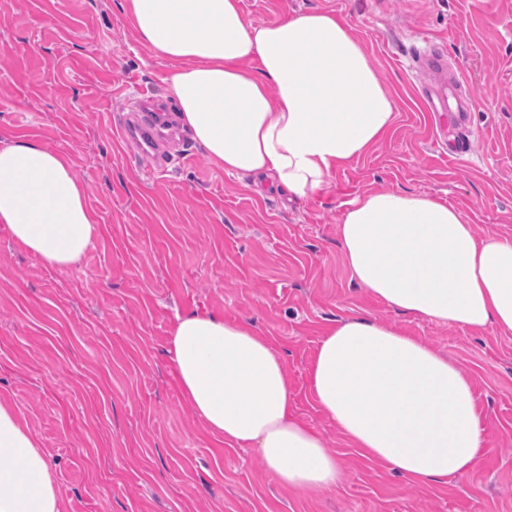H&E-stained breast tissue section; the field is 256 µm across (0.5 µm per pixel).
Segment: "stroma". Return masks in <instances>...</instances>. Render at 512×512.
Returning <instances> with one entry per match:
<instances>
[{"instance_id":"obj_1","label":"stroma","mask_w":512,"mask_h":512,"mask_svg":"<svg viewBox=\"0 0 512 512\" xmlns=\"http://www.w3.org/2000/svg\"><path fill=\"white\" fill-rule=\"evenodd\" d=\"M121 0H0V138L63 149L100 233L79 263L50 267L0 224V398L40 439L67 512H512V333H471L403 314L351 282L337 225L368 191L435 195L477 235L512 236V0H242L263 24L335 13L361 39L396 102L392 129L296 198L215 169L175 120L163 62L130 30ZM432 40L463 81L425 111L413 51ZM471 94L470 150L454 135ZM160 112L158 154L116 128ZM217 311L283 355L296 414L343 465L337 490L291 492L256 452L211 435L185 403L167 354L176 316ZM363 314L405 328L474 385L486 448L477 469L417 485L355 455L318 409L309 366L326 329Z\"/></svg>"}]
</instances>
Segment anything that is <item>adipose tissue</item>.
<instances>
[{"instance_id":"adipose-tissue-1","label":"adipose tissue","mask_w":512,"mask_h":512,"mask_svg":"<svg viewBox=\"0 0 512 512\" xmlns=\"http://www.w3.org/2000/svg\"><path fill=\"white\" fill-rule=\"evenodd\" d=\"M242 0H124L139 41L169 63L162 82L180 124L227 173L272 174L290 195L324 190L393 126L395 102L353 28L308 11L258 24ZM0 224L43 263L77 264L97 217L63 150L0 142ZM357 285L396 310L482 333H512V237L478 238L445 200L364 192L338 226ZM168 354L211 434L255 449L282 488H338L341 467L294 411L271 342L217 312L177 316ZM319 410L360 458L430 484L469 476L486 437L471 380L404 330L357 315L322 336L309 368ZM0 512H64L36 436L0 401Z\"/></svg>"}]
</instances>
